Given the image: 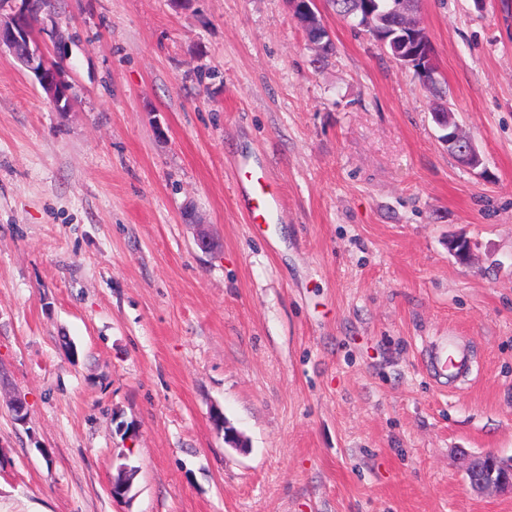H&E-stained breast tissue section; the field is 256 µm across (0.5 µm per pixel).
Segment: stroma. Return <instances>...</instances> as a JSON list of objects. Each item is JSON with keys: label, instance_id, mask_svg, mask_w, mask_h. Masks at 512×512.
<instances>
[{"label": "stroma", "instance_id": "1", "mask_svg": "<svg viewBox=\"0 0 512 512\" xmlns=\"http://www.w3.org/2000/svg\"><path fill=\"white\" fill-rule=\"evenodd\" d=\"M323 18L320 59L286 0H54L67 112L0 54V512H512L464 472L512 456V0H421L482 174ZM241 156L285 202L260 234Z\"/></svg>", "mask_w": 512, "mask_h": 512}]
</instances>
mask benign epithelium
<instances>
[{
	"label": "benign epithelium",
	"mask_w": 512,
	"mask_h": 512,
	"mask_svg": "<svg viewBox=\"0 0 512 512\" xmlns=\"http://www.w3.org/2000/svg\"><path fill=\"white\" fill-rule=\"evenodd\" d=\"M293 16L299 23L308 45L317 52H324L330 33L324 24L318 0H287ZM46 19L36 14L34 0H19L6 19H0V50L7 49L25 69L32 72L59 112L70 111V85L63 67L52 65V59L61 60L68 55L64 40L54 37L53 55H48L45 43L35 33L45 32ZM403 31L404 47L395 52L397 62L412 68L424 82L434 76L430 61L435 59L431 39L419 25L415 15H409L399 25ZM462 166L475 171L485 167L484 159L472 140L459 146ZM7 407L15 422L24 424L28 420L26 403L18 398L8 401ZM122 475L112 479V496L125 498L131 492L133 477L130 468L119 467ZM467 483L475 491H500L512 494V458L502 459L494 454L473 455L466 466Z\"/></svg>",
	"instance_id": "7a95c632"
}]
</instances>
